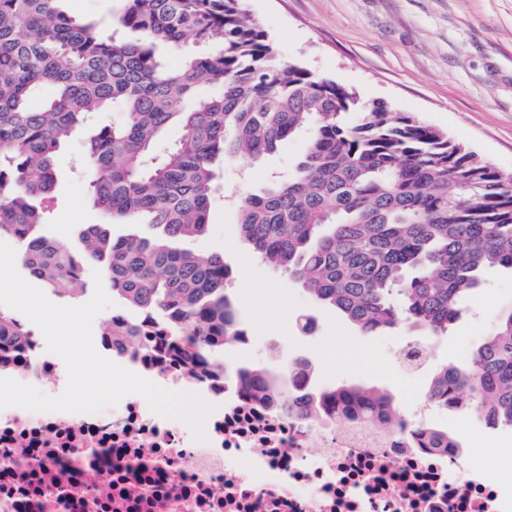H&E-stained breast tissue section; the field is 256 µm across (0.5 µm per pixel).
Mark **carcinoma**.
<instances>
[{
	"mask_svg": "<svg viewBox=\"0 0 512 512\" xmlns=\"http://www.w3.org/2000/svg\"><path fill=\"white\" fill-rule=\"evenodd\" d=\"M64 2L0 0V235L15 237L27 273L62 297L82 290L85 264L99 265L138 311L119 340L154 329L167 354L219 367L215 354L246 335L226 288L230 269L223 255L200 258L182 243L207 231L218 158L254 166L299 135L305 149L288 176L238 204L237 230L316 306L366 334L405 325L437 338L485 271L512 270L511 174L436 127L281 63L241 0H120L116 23L127 35L108 38ZM159 45L196 50L171 66ZM111 108L124 119L96 127L84 144L94 203L112 222L154 234L114 237L94 224L64 247L44 230L53 155ZM171 126L180 140L156 152ZM26 335L0 312V339L20 345ZM303 364L304 409L334 404L397 423L387 392L319 386L309 361L292 362ZM276 371L242 365L239 381L266 399L287 396ZM427 399L512 428V305L469 366L435 372Z\"/></svg>",
	"mask_w": 512,
	"mask_h": 512,
	"instance_id": "obj_1",
	"label": "carcinoma"
}]
</instances>
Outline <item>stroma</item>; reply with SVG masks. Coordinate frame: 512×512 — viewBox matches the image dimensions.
Segmentation results:
<instances>
[{
  "instance_id": "1",
  "label": "stroma",
  "mask_w": 512,
  "mask_h": 512,
  "mask_svg": "<svg viewBox=\"0 0 512 512\" xmlns=\"http://www.w3.org/2000/svg\"><path fill=\"white\" fill-rule=\"evenodd\" d=\"M242 7L276 43L282 61L302 63L362 99L387 101L512 173V0H243ZM303 148V140L294 138L261 166L215 164L219 198L207 232L188 246L201 256L223 255L231 269L229 293L250 336L248 344L225 347L219 359L306 357L315 363L319 383L376 387L399 410L421 408L433 373L467 364L498 311L512 304V272L489 270L485 287L448 335L432 340L425 370L406 373L399 351L414 342V334L365 335L337 313L316 307L237 233L238 201L259 190L269 170L287 171ZM83 151L77 138L54 156L59 179L47 203L45 230L67 244L84 227L104 221ZM304 315L314 320L312 332L301 330ZM431 422L467 451L512 453V429L490 426L475 413L437 407Z\"/></svg>"
}]
</instances>
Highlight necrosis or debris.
Returning a JSON list of instances; mask_svg holds the SVG:
<instances>
[{
    "label": "necrosis or debris",
    "mask_w": 512,
    "mask_h": 512,
    "mask_svg": "<svg viewBox=\"0 0 512 512\" xmlns=\"http://www.w3.org/2000/svg\"><path fill=\"white\" fill-rule=\"evenodd\" d=\"M112 359L197 394L202 433L137 395L96 413L0 410V512H512V461L480 464L424 437L428 409L388 429L335 407L259 400L232 370H189L154 340ZM62 366L36 335L0 378L56 396Z\"/></svg>",
    "instance_id": "necrosis-or-debris-1"
}]
</instances>
